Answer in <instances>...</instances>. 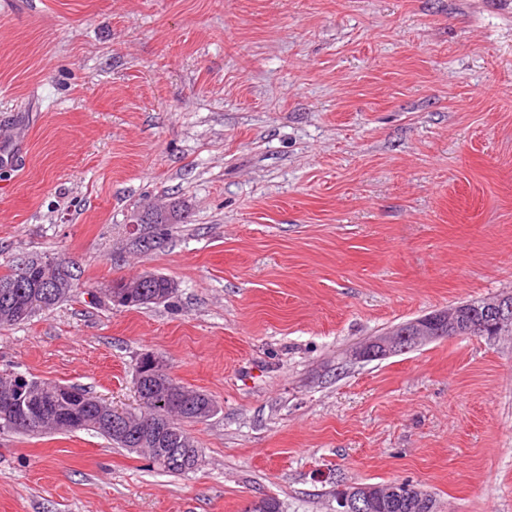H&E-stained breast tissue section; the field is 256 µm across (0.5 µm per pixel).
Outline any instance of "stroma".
<instances>
[{
	"mask_svg": "<svg viewBox=\"0 0 512 512\" xmlns=\"http://www.w3.org/2000/svg\"><path fill=\"white\" fill-rule=\"evenodd\" d=\"M35 254L79 280L0 329V375L132 410L150 351L218 408L183 474L0 429V512H336L392 481L512 512L511 333L351 356L512 294V0H0V271ZM146 271L171 302H107ZM171 210L166 211L163 214H149L144 209L138 211L133 216V222L136 224L147 225L146 229H150L148 232L140 234L133 241V246L140 253H147L151 251L158 243L156 239H161L169 230L170 224H178L182 222L183 213L178 202L173 201ZM143 212H146L143 214ZM148 273L143 274V280L140 283L141 288H136L133 284H127V288H132L134 293L139 294V289H144L148 293L159 294L164 298L160 303L167 302L175 297L178 291V283L173 279L163 275L154 274L150 280H146L145 277ZM474 311L460 305L442 309L436 313L420 317L407 325V330L393 329L370 340L352 353L356 360H372L407 352L427 342L452 336H464L470 332L468 318Z\"/></svg>",
	"mask_w": 512,
	"mask_h": 512,
	"instance_id": "35a3bbf8",
	"label": "stroma"
}]
</instances>
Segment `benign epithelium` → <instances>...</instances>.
Returning a JSON list of instances; mask_svg holds the SVG:
<instances>
[{"instance_id":"7a95c632","label":"benign epithelium","mask_w":512,"mask_h":512,"mask_svg":"<svg viewBox=\"0 0 512 512\" xmlns=\"http://www.w3.org/2000/svg\"><path fill=\"white\" fill-rule=\"evenodd\" d=\"M488 318L485 329L495 335L504 322H512V301L499 300L485 309ZM474 311L459 305L420 317L408 329H393L355 349L356 360H372L407 352L448 333L464 336L470 332L468 318ZM168 374L165 361L153 352L141 355L135 371L134 385L141 406L154 408L156 421L141 420L136 415L118 410L102 398L88 401L73 385L46 384L39 380H25L18 387L11 378L0 380V420L17 422L21 418L34 420L36 429L43 433L78 431L85 427L86 414L92 413L97 423L113 427L120 432L134 430L142 433L141 446L150 444L154 455L164 454L163 433L171 431L169 410L176 403L175 397L157 393L153 380ZM163 399H157V396ZM408 486L401 482L387 485H340L336 490V512H375L379 506L401 499Z\"/></svg>"}]
</instances>
